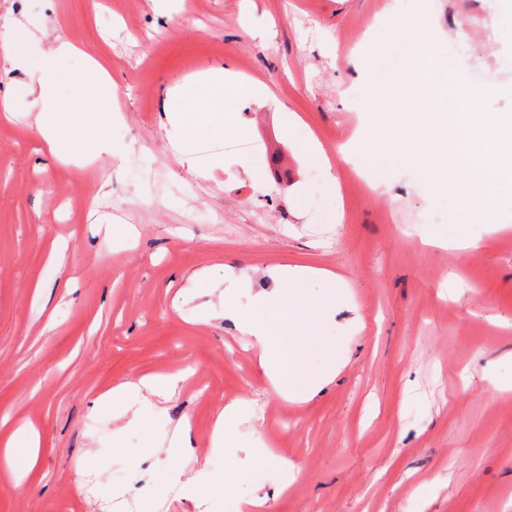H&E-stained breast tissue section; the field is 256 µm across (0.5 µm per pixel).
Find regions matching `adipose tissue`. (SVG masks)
<instances>
[{
    "label": "adipose tissue",
    "instance_id": "obj_1",
    "mask_svg": "<svg viewBox=\"0 0 512 512\" xmlns=\"http://www.w3.org/2000/svg\"><path fill=\"white\" fill-rule=\"evenodd\" d=\"M0 60L28 80L0 94V117H13L26 97L33 96L41 108L35 126L46 150L65 164L84 166L97 157L112 154L113 137L121 127L119 113L108 106L116 85L107 67L64 42L44 46L26 22L13 20L0 32ZM264 87L243 80L227 66L206 67L185 77L169 89L164 110L183 154H191L198 139L237 127L240 99L261 97ZM282 276L289 287L304 289L308 282H319L324 290L322 305L303 313L299 330L284 340L274 329H262L255 316L237 314L241 330L256 338L260 346L259 365L280 396L292 402H305L332 381L340 366L335 344L323 338L326 305L344 294L342 278L319 269L286 266ZM317 352L321 362L315 367L284 370V353L302 350ZM187 378L178 372L166 376H144L125 380L103 392L97 408H109L117 417L127 418L129 426L143 425L153 414V397L168 398ZM37 434L33 426L18 427L0 446V463L15 481H22L36 462ZM177 462L167 477L168 484L180 486L184 495L214 499L221 489L240 481L242 473L234 459L224 462V470L209 481L186 477L184 467L191 458L186 434L175 432L168 448Z\"/></svg>",
    "mask_w": 512,
    "mask_h": 512
}]
</instances>
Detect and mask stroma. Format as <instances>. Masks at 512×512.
<instances>
[{
    "mask_svg": "<svg viewBox=\"0 0 512 512\" xmlns=\"http://www.w3.org/2000/svg\"><path fill=\"white\" fill-rule=\"evenodd\" d=\"M407 17L398 44L370 32ZM29 17L47 44L68 41L104 58L124 121L113 155L79 170L51 158L26 104L0 120V442L22 423L39 434L37 463L22 482L0 466V512H98L103 497L75 487L79 468L95 486L121 487L165 512H231L239 496L265 512H512V209L477 224L465 201L439 204L414 167L384 179L343 163L370 107L388 94L415 41L441 32L455 66L493 87L491 114L512 112V30L486 0H183L172 20L151 0H0V26ZM269 26L268 40L254 37ZM248 65L270 100L239 103L237 130L178 152L162 110L168 89L208 66ZM312 137L338 178L337 200L301 144ZM261 140L266 157L226 151ZM132 225L136 245L117 249L99 220ZM471 236L474 249L424 244V235ZM68 246L63 279L33 288L56 243ZM285 266L340 276L344 301L327 333L340 348L336 378L309 401L289 402L259 366L255 339L231 317L197 318L224 305L240 312ZM178 371L193 378L159 403L147 424L123 430L94 399L125 379ZM210 380L197 399L194 379ZM239 400L238 443L249 468L257 443L273 455L257 485L196 503L160 490L149 464L132 470L112 448L152 444L165 458L180 422L201 467L221 472L229 451L212 445L215 413ZM298 468L280 493L278 459Z\"/></svg>",
    "mask_w": 512,
    "mask_h": 512,
    "instance_id": "obj_1",
    "label": "stroma"
}]
</instances>
